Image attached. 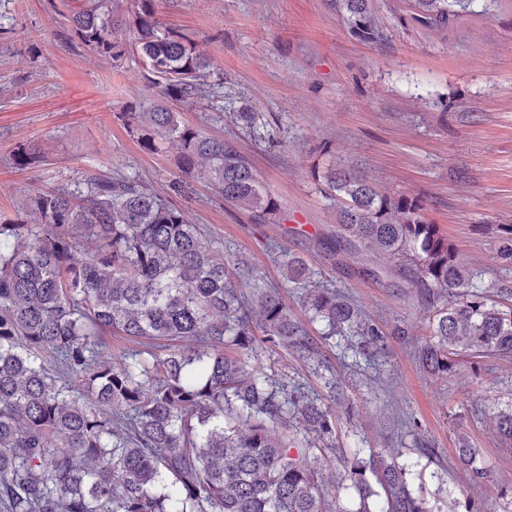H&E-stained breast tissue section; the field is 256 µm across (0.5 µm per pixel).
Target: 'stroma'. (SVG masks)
<instances>
[{
  "label": "stroma",
  "instance_id": "1",
  "mask_svg": "<svg viewBox=\"0 0 512 512\" xmlns=\"http://www.w3.org/2000/svg\"><path fill=\"white\" fill-rule=\"evenodd\" d=\"M84 0H0V216L26 220L36 195L89 178L128 175L182 209L210 248L246 261L278 288L292 316L308 312L282 274L276 247L303 258L313 281L349 297L384 333L373 358L337 337L315 358L283 344L257 360L288 391L328 406L320 459L335 503L354 452L398 449L411 487L432 512L473 498L512 512V447L494 413L512 407V359L459 357L443 377L418 361L437 310L412 288L408 265L365 247L337 253L336 204L322 175L336 167L376 189L419 198L477 285L512 306V264L497 224H512V12L476 0L478 17L453 31L409 18L406 0H371L380 36H352L332 0H157L163 26L204 43L203 98L172 102L185 125L224 138L278 203L258 216L181 170L175 149L145 150L121 113L151 108L159 89L134 55L100 58L65 39ZM254 113L252 124L237 113ZM33 158L18 166V149ZM393 269L375 281L358 267ZM405 329V338L395 335ZM478 448L492 481L476 486L456 463L458 439Z\"/></svg>",
  "mask_w": 512,
  "mask_h": 512
}]
</instances>
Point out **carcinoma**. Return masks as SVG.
I'll return each mask as SVG.
<instances>
[{
    "mask_svg": "<svg viewBox=\"0 0 512 512\" xmlns=\"http://www.w3.org/2000/svg\"><path fill=\"white\" fill-rule=\"evenodd\" d=\"M156 0H136L133 37L114 35L112 0H87L69 38L117 62L132 49L164 99L207 93L210 59L201 45L157 19ZM342 3L353 35H380L369 0ZM474 0H411L410 17L452 28ZM140 142L167 143L182 171L208 175L224 199L259 211L277 203L224 139L201 134L158 104L127 113ZM336 201V247H375L413 257L412 286L450 296L420 349L432 377L454 356L512 354V311L488 304L474 275L421 201L391 195L342 169L323 174ZM42 223L0 222V512H432L410 489L411 466L395 454L356 452L342 489L351 506L333 510L317 480L316 442L332 433L316 399L290 395L248 357L265 341L312 357L317 339L288 313L279 292L243 262L202 242L183 211L125 175L62 185L37 195ZM512 262V225L499 224ZM288 282L302 291L321 339L358 336L355 353L383 349L381 332L344 296L309 284L301 258L281 250ZM250 289L244 294L243 289ZM143 346L112 362L104 337ZM315 433H288V416ZM512 442V410L495 420ZM466 442L457 462L476 485L490 470ZM378 483L386 506L373 507Z\"/></svg>",
    "mask_w": 512,
    "mask_h": 512,
    "instance_id": "1",
    "label": "carcinoma"
}]
</instances>
